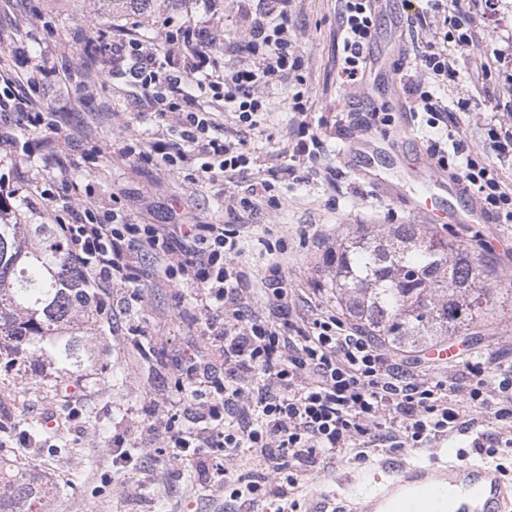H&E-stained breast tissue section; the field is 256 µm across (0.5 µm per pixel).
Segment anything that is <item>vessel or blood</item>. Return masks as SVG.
<instances>
[{"label":"vessel or blood","mask_w":512,"mask_h":512,"mask_svg":"<svg viewBox=\"0 0 512 512\" xmlns=\"http://www.w3.org/2000/svg\"><path fill=\"white\" fill-rule=\"evenodd\" d=\"M427 176L430 188L416 211L428 222L448 218L458 224L490 223L477 201L461 208L448 205V198L463 193L456 178L433 169ZM340 496L352 501L353 512H512V481L487 461L465 458L456 448L427 465H402L385 483L347 478Z\"/></svg>","instance_id":"1"}]
</instances>
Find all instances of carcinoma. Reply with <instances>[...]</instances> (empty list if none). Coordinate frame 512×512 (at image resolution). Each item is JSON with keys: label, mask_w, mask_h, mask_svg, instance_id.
Segmentation results:
<instances>
[{"label": "carcinoma", "mask_w": 512, "mask_h": 512, "mask_svg": "<svg viewBox=\"0 0 512 512\" xmlns=\"http://www.w3.org/2000/svg\"><path fill=\"white\" fill-rule=\"evenodd\" d=\"M112 17L147 16L181 0H101ZM331 288L336 303L369 335L395 350L442 341L493 309L499 289L478 254L424 224L356 229L336 247ZM102 292L81 281L66 241L51 224H23L0 205V360L28 375L26 363L47 358L57 377L94 366L88 330L112 331L98 315ZM42 487L0 456V512H31Z\"/></svg>", "instance_id": "obj_1"}]
</instances>
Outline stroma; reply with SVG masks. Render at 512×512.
<instances>
[{
  "label": "stroma",
  "instance_id": "stroma-1",
  "mask_svg": "<svg viewBox=\"0 0 512 512\" xmlns=\"http://www.w3.org/2000/svg\"><path fill=\"white\" fill-rule=\"evenodd\" d=\"M444 13L430 0H387L375 11L372 56L386 58L388 40L399 35L402 54L413 61L431 40L444 14L468 7L467 0H444ZM338 0H298L290 25L298 38L302 64L284 83L263 85L256 96L267 107L256 128L240 124L233 112H224L215 137L241 143L254 162L233 177L212 183L194 181L187 170L167 171L124 156L122 148L134 140L149 142L174 125L177 116L156 117L145 102L135 100L123 80L110 76L107 55L87 58L82 45L99 33L113 31L115 19L95 0H0V89L9 87L20 97L37 99L42 111L55 113L72 135L74 162L66 172L44 175L47 189L65 191L68 182L92 186L94 199L134 224H166L179 217L188 224L243 223L246 230L239 264L253 277L263 276L273 262H281L292 290L294 311L312 308L337 313L327 288V259L338 239L356 227L382 230L391 224H414L418 218L408 202L419 180L399 167L381 164L378 171L363 170L365 145L385 147L394 141L409 162L429 159L432 129L408 113L394 112L390 125L361 127L349 116L381 106L377 88L384 73L366 69L362 81L350 85L339 77L342 35ZM210 20L223 28L237 50L224 54L225 62L246 60L243 46L246 21L239 0H221L214 16H206L200 0L188 8H164L145 17L141 32L177 29L189 21ZM478 43L465 53L450 51L455 69L448 83L435 88L449 111H462L459 134L471 151L485 152L484 128L491 120L512 121L503 109L512 100V0H499L496 11L477 15ZM98 79L93 92L83 86L87 70ZM70 78V103L58 112L54 101L59 75ZM301 93L305 114L293 109L292 96ZM307 121L322 139L320 157L294 158L300 121ZM271 186V201H259L244 213L241 198L252 195L260 182ZM433 230L482 252L493 282L502 287L494 309L477 329L449 333L460 360L493 355L512 362V224H437ZM287 253H279V242ZM148 287L131 313H116L112 332L94 336L97 378L82 382L66 378L57 394L39 390L40 377H29L26 387L0 401V410L37 426L43 415L58 414L52 436L61 438L65 455L56 461L18 447L15 436L0 442L9 454L37 473L47 490L43 512H225L223 484L200 486L192 462L177 465L159 459L153 448L138 450L139 467L128 472L112 469V437L124 433L139 437L153 398L167 394L183 404L169 370L132 365L127 357L136 333L145 341L164 343L169 353L206 355L198 326L182 306L179 288H154L150 262L141 266ZM75 408L78 418L61 416L62 406ZM423 448H354L331 464L316 463L295 490L297 512H334L339 480L350 473L370 479L380 463L392 465L425 457Z\"/></svg>",
  "mask_w": 512,
  "mask_h": 512
}]
</instances>
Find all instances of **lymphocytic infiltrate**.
I'll return each instance as SVG.
<instances>
[{
    "label": "lymphocytic infiltrate",
    "instance_id": "obj_1",
    "mask_svg": "<svg viewBox=\"0 0 512 512\" xmlns=\"http://www.w3.org/2000/svg\"><path fill=\"white\" fill-rule=\"evenodd\" d=\"M293 0H256L246 10L248 62L227 67L212 57L221 39L218 28L197 22L145 39L140 20L129 21L108 45L112 72L127 81L137 100L164 117L178 115L169 140L126 146L144 163L179 167L197 163L196 178L247 169L252 159L234 143L213 137L215 114L231 109L240 123L253 127L264 110L255 87L284 81L299 63L298 45L286 22ZM344 33L340 71L345 82L358 81L366 67L372 37L371 0H341ZM447 29L419 56V78L405 90L420 104L430 128L439 130L429 153L437 165L456 171L475 189L487 212L501 224L512 223V190L499 177L498 160L512 158V125L486 127L485 142L495 161L452 147L448 113L430 89L451 77L445 47L475 43L474 19L458 11L446 17ZM198 91L190 93L188 82ZM45 120L35 101L0 95V150L34 193H41L44 172L63 169L66 142L33 164L30 152H18V131ZM67 223L57 229L69 244L85 282L103 294L128 289L125 304L140 297V263H156L153 287L186 289L188 314L201 326L211 355L177 361L179 381L188 387L189 404L173 410L167 397L156 400L152 420L143 429L145 443L166 461L186 452L197 456L199 483L223 478L230 502L257 506L273 500L275 512H288L308 463L331 462L352 448H430L448 436L467 432L475 447H512V438L489 437L464 406L494 407L496 418H512V364L489 359L469 366V384L455 377L418 370L379 348L358 326L326 312L289 316L288 278L280 264L268 267L257 303H249L251 278L238 263L242 251L237 224H128L117 213L80 194L60 195ZM260 457L264 472L235 473L227 465L240 451Z\"/></svg>",
    "mask_w": 512,
    "mask_h": 512
}]
</instances>
